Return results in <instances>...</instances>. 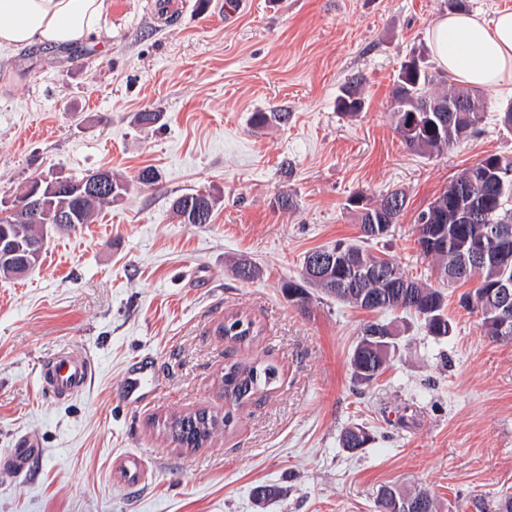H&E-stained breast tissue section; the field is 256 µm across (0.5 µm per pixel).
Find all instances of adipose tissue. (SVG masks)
I'll return each instance as SVG.
<instances>
[{"instance_id":"ef3b65f1","label":"adipose tissue","mask_w":512,"mask_h":512,"mask_svg":"<svg viewBox=\"0 0 512 512\" xmlns=\"http://www.w3.org/2000/svg\"><path fill=\"white\" fill-rule=\"evenodd\" d=\"M112 0H0V47L92 44ZM439 65L460 83L496 88L512 83V10L486 19L451 12L428 33Z\"/></svg>"}]
</instances>
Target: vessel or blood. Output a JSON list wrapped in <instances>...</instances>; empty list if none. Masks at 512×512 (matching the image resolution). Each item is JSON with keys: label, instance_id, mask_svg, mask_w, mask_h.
Returning a JSON list of instances; mask_svg holds the SVG:
<instances>
[{"label": "vessel or blood", "instance_id": "obj_1", "mask_svg": "<svg viewBox=\"0 0 512 512\" xmlns=\"http://www.w3.org/2000/svg\"><path fill=\"white\" fill-rule=\"evenodd\" d=\"M95 368L88 356L81 351H58L46 357L40 369L43 388L58 399H65L82 393L91 382ZM151 374L149 360L141 359L132 364L121 389V398L129 405L138 406L146 399V385ZM37 442L22 438L16 448L10 449L7 458L0 463L12 476L29 473L31 463L38 454Z\"/></svg>", "mask_w": 512, "mask_h": 512}]
</instances>
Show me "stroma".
Segmentation results:
<instances>
[{
  "mask_svg": "<svg viewBox=\"0 0 512 512\" xmlns=\"http://www.w3.org/2000/svg\"><path fill=\"white\" fill-rule=\"evenodd\" d=\"M447 11L448 0H243L228 22L221 0H112L95 47L0 48V200L42 174L109 169L130 184L91 223L49 231L31 272L0 276V456L23 435L43 450L29 475L0 473V512H377L387 485L479 512L512 493V341L485 335L463 286L447 290L448 341L409 318L400 357L361 389L349 359L371 313L326 299L303 311L280 290L307 252L358 236L352 195L395 189L407 207L369 248L429 279L419 211L463 168L512 154L497 120L512 84L483 89L481 134L448 153L409 152L393 129L394 78L410 57L433 64L427 31ZM353 81L363 109L349 116L336 98ZM147 111L162 122L137 125ZM256 112L288 120L258 129ZM148 166L161 179L144 186ZM194 190L220 198L210 223L170 210ZM242 254L263 278L232 276ZM232 313L255 323L256 343L224 339ZM64 348L86 352L95 376L60 400L39 370ZM143 357L153 391L132 407L119 389ZM240 361L278 375L238 407L220 377ZM200 409L233 421L177 447L163 421ZM354 425L372 436L355 454L339 444ZM133 456L147 472L131 488L117 464ZM261 483L287 494L260 510Z\"/></svg>",
  "mask_w": 512,
  "mask_h": 512,
  "instance_id": "stroma-1",
  "label": "stroma"
}]
</instances>
